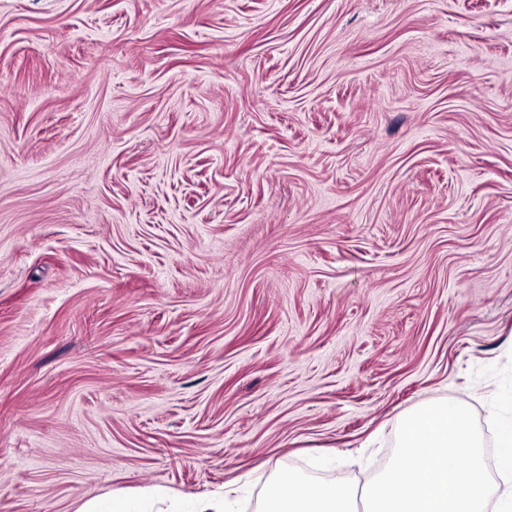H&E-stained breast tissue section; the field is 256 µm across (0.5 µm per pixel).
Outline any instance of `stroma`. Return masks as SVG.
<instances>
[{
    "instance_id": "35a3bbf8",
    "label": "stroma",
    "mask_w": 512,
    "mask_h": 512,
    "mask_svg": "<svg viewBox=\"0 0 512 512\" xmlns=\"http://www.w3.org/2000/svg\"><path fill=\"white\" fill-rule=\"evenodd\" d=\"M512 352V0H0V512L353 482Z\"/></svg>"
}]
</instances>
